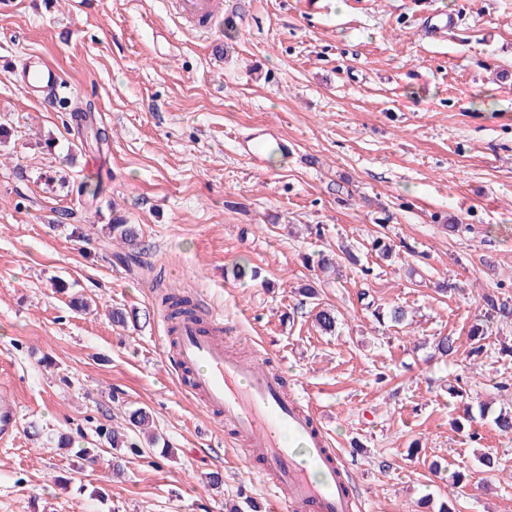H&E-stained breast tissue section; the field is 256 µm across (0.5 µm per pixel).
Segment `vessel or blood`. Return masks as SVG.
Instances as JSON below:
<instances>
[{
    "label": "vessel or blood",
    "instance_id": "vessel-or-blood-1",
    "mask_svg": "<svg viewBox=\"0 0 512 512\" xmlns=\"http://www.w3.org/2000/svg\"><path fill=\"white\" fill-rule=\"evenodd\" d=\"M178 18L201 28L218 20L219 0H173ZM17 85L26 95L59 102L61 72L34 55L21 69ZM263 128L241 137L238 151L255 167L264 164L267 136ZM224 321L217 312L177 327L175 373L186 392L223 418L244 455L261 461L269 500L286 512H354L356 490L350 474L331 448L326 431L312 413L288 396L282 378L263 358L245 362L224 351ZM20 414L12 387L0 385V444L15 439ZM291 442H284V435Z\"/></svg>",
    "mask_w": 512,
    "mask_h": 512
}]
</instances>
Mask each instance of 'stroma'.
<instances>
[{"instance_id":"stroma-1","label":"stroma","mask_w":512,"mask_h":512,"mask_svg":"<svg viewBox=\"0 0 512 512\" xmlns=\"http://www.w3.org/2000/svg\"><path fill=\"white\" fill-rule=\"evenodd\" d=\"M227 2L234 23L209 32L180 25L169 0L0 9V382L21 418L0 447V512H227L244 495L267 512L257 462L171 367L168 289L204 295L225 336L281 373L340 453L355 512H512V436L479 412L512 410V358L497 354L512 323L493 321L473 360L430 348L466 337L483 294L512 300V0ZM434 9L456 29L423 36ZM31 55L93 104L108 142L17 87ZM262 124L295 150L257 169L235 141ZM116 215L140 227L144 268L115 262ZM377 236L392 260L372 252ZM341 244L358 263L322 273L318 252ZM443 280L457 291L436 292ZM77 296L88 309H72ZM317 302L335 309L334 335L315 327ZM395 304L410 324L377 321ZM138 408L167 454L130 458L120 479L112 449L83 459Z\"/></svg>"}]
</instances>
